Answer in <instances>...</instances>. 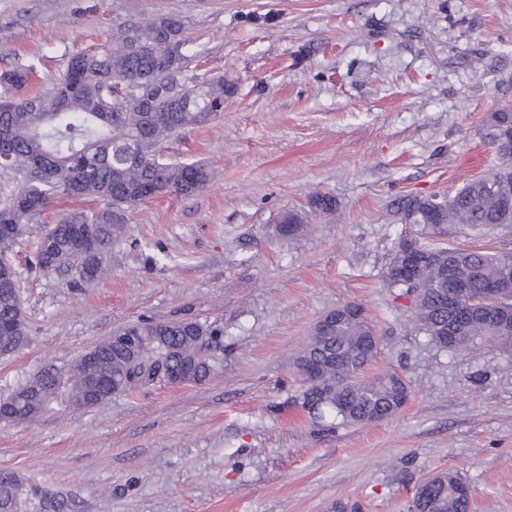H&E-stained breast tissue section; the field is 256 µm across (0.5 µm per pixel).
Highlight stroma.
<instances>
[{
    "label": "stroma",
    "instance_id": "1",
    "mask_svg": "<svg viewBox=\"0 0 512 512\" xmlns=\"http://www.w3.org/2000/svg\"><path fill=\"white\" fill-rule=\"evenodd\" d=\"M166 13L186 21L185 79L235 86L220 117L160 148L210 183L130 209L93 288L35 264L38 232L77 206L53 200L11 254L29 339L0 357V399L145 320L216 327L211 375L0 424V470L71 512H411L420 481L448 471L470 512H512V357L438 348L383 280L399 201L454 194L495 156L482 131L512 103V0H0V72L32 67L39 92L74 51ZM319 194L335 212L280 238L282 213ZM348 303L381 338L372 372L411 387L383 422L304 408L292 373Z\"/></svg>",
    "mask_w": 512,
    "mask_h": 512
}]
</instances>
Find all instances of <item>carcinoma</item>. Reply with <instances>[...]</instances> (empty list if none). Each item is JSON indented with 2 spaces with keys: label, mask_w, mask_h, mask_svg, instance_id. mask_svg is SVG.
<instances>
[{
  "label": "carcinoma",
  "mask_w": 512,
  "mask_h": 512,
  "mask_svg": "<svg viewBox=\"0 0 512 512\" xmlns=\"http://www.w3.org/2000/svg\"><path fill=\"white\" fill-rule=\"evenodd\" d=\"M185 22L176 14H162L116 30L106 44L85 49L70 58L65 72L46 93L24 94L28 69L0 74V145L6 158L0 170V355L12 353L28 339L16 273L8 260L17 240L53 198L66 196L89 201L93 207L68 210L53 227L38 234L36 264L75 270L76 282L93 285L106 272L105 259L112 241L126 224V212L162 194L184 197L202 191L210 181L199 163L166 161L158 153L164 141L181 131L203 125L224 111L235 86L222 78L190 85L184 79L189 41ZM512 131V106L491 113L484 138L492 146L502 133ZM498 163L467 181L454 195L410 196L398 204L420 213L414 225L415 242L428 263L419 272L421 290L393 278L391 253L384 273L386 287L396 298L409 300L414 327L441 349L474 352L489 348L512 356V317L490 322L474 315L455 328L456 344L448 346V317L442 309V265H453L456 277L474 294L493 283L512 284V250L489 252L460 248L438 238L462 230L500 229L512 235V152L497 153ZM306 218L286 211L280 223L288 237L300 235ZM338 332L324 338L312 331L308 345L294 361L304 386L305 406L323 411L340 424L370 423L382 411L389 419L399 412L400 400L411 389L396 372L367 378L364 369L380 354L356 352L355 338L374 330L364 309ZM145 345L137 351L112 348V339L97 347L99 357H78L66 368L49 365L0 404L9 422L42 415L60 404L79 411L107 403L112 393H124L156 381L155 365L163 361L178 377L194 383L208 379L212 365L200 337L213 335L197 321L137 325ZM317 373L310 378L306 368ZM117 381L93 403V383ZM463 479L446 472L425 502L426 512H469L470 499L457 494ZM0 512H68L64 498L14 472L0 471Z\"/></svg>",
  "instance_id": "1"
}]
</instances>
